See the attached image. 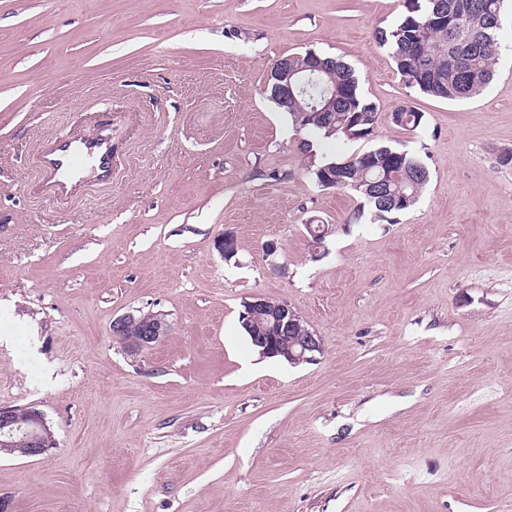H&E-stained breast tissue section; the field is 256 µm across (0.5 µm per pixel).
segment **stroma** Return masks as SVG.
Listing matches in <instances>:
<instances>
[{"mask_svg": "<svg viewBox=\"0 0 512 512\" xmlns=\"http://www.w3.org/2000/svg\"><path fill=\"white\" fill-rule=\"evenodd\" d=\"M402 12L0 0V406L36 407L56 438L0 455L11 512H512V22L488 87L452 102L377 43ZM308 50L352 67L371 136L296 132L271 101L274 64ZM404 103L417 129L392 123ZM60 132L108 137L112 175L55 201L37 183ZM305 140L405 148L429 181L397 223H354ZM256 296L320 337L314 361L251 347ZM147 312L168 332L130 351L112 322Z\"/></svg>", "mask_w": 512, "mask_h": 512, "instance_id": "35a3bbf8", "label": "stroma"}]
</instances>
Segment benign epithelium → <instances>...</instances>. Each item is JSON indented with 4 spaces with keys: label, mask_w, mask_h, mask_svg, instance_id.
Returning <instances> with one entry per match:
<instances>
[{
    "label": "benign epithelium",
    "mask_w": 512,
    "mask_h": 512,
    "mask_svg": "<svg viewBox=\"0 0 512 512\" xmlns=\"http://www.w3.org/2000/svg\"><path fill=\"white\" fill-rule=\"evenodd\" d=\"M321 73H325V68L318 58L307 66V72L299 74L288 71V58L284 57L274 71L275 94L286 102L307 80ZM242 326L252 335L253 344L259 347L264 358L282 357L299 364L315 360V354L322 350L319 336L305 326L297 312L284 301L253 298L245 303ZM167 329L168 324L160 313L128 314L114 322L113 334L129 349L139 351L159 343L167 335ZM17 415L16 409L0 407L1 448L15 444L19 434L27 445L23 454L29 457L41 456L56 445L54 432L40 410L33 407L27 411L23 429L18 425Z\"/></svg>",
    "instance_id": "1"
}]
</instances>
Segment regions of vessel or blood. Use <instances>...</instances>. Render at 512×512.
<instances>
[{
	"instance_id": "vessel-or-blood-1",
	"label": "vessel or blood",
	"mask_w": 512,
	"mask_h": 512,
	"mask_svg": "<svg viewBox=\"0 0 512 512\" xmlns=\"http://www.w3.org/2000/svg\"><path fill=\"white\" fill-rule=\"evenodd\" d=\"M95 155L100 157L102 169L110 170L112 150L106 140L97 136L76 139L59 133L42 159L45 169L43 193L50 196L66 195L69 191L68 179L78 175Z\"/></svg>"
}]
</instances>
